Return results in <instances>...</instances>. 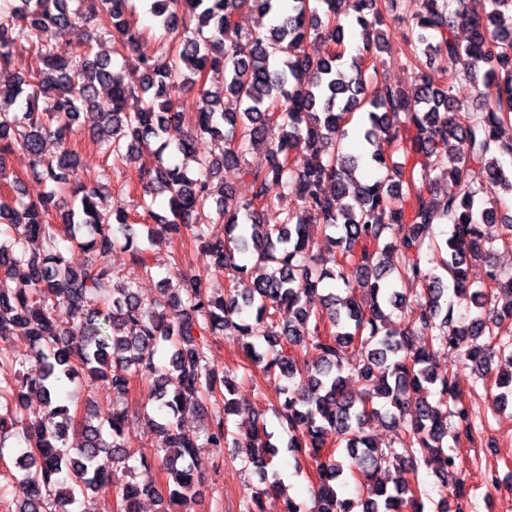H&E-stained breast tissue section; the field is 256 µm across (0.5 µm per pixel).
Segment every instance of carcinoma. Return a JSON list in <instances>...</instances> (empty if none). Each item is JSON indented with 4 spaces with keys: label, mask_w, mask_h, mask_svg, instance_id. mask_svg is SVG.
Masks as SVG:
<instances>
[{
    "label": "carcinoma",
    "mask_w": 512,
    "mask_h": 512,
    "mask_svg": "<svg viewBox=\"0 0 512 512\" xmlns=\"http://www.w3.org/2000/svg\"><path fill=\"white\" fill-rule=\"evenodd\" d=\"M382 0H356V23L364 52L343 61L346 37L341 0H153L155 27L171 41L161 61L143 51V32L133 21L130 0H0V459L15 455L9 472L18 489L15 512H82L88 492L110 489L118 512H140V498L171 506L198 496L195 462L201 447L181 429L187 410L214 406L206 439L250 449L249 463L263 487L243 499L242 512H262L268 491L284 492L274 469L280 442L268 432L263 414L252 410L253 427L231 434L228 416L244 408L234 398L229 374L218 377L208 362L207 333L250 336L246 356L278 373L275 414L294 457L315 462L317 481L311 506L288 497L285 512H424L425 490L391 482L390 470L421 461L442 477L456 462L445 448L448 419L456 437L478 433L469 405L460 399L455 376L434 366V348L462 353L497 393L493 407L512 403V343L496 330L512 322V274L488 261L493 244L512 246V214L496 200H483L487 182L512 197V0H492L475 13L466 0H421L411 18L408 53L422 61L413 91L367 77L377 71L374 52H391L378 27ZM270 14L264 32L240 23L246 12ZM96 21L83 43L66 33ZM469 32L467 44L455 35ZM112 37V52L93 44ZM330 42L326 55L306 51L310 40ZM25 42L37 67L13 74V49ZM131 60L141 71L137 87L125 83L113 57ZM460 63L463 76L486 88L482 100L464 109L456 96L458 75L436 83V61ZM223 83L210 85L211 77ZM181 79L197 93L191 125L167 97ZM104 90L112 109L101 113L93 143L111 161L139 165L143 194L167 200L164 214L144 204L154 224L136 231L122 210H101L96 198L107 174H81L71 137L84 110ZM366 115L362 134L369 159L380 171L360 181L361 157L342 151L352 114ZM60 153L44 157L47 138ZM457 151L448 154V140ZM223 144L218 154L200 149ZM158 147L150 154L151 142ZM391 152L381 151L380 142ZM267 148V164L245 163L248 150ZM27 153L31 171L46 186L24 200L20 179L9 178L7 156ZM196 163V170L171 165L168 149ZM239 168L250 196L238 198L222 183L224 166ZM278 185L322 220L319 256L311 225L269 195ZM224 223V239L208 226ZM188 236L208 258L207 272L227 273L228 288L216 294L207 276L180 273L161 280L158 294L144 302L138 280L152 275L148 244L156 228ZM41 240L43 253L26 244ZM79 248L107 254L130 253L131 270L114 283L106 265L70 267L64 251ZM341 261H336V257ZM486 262V281L475 288L468 268ZM263 273L255 276L252 270ZM248 288L238 289V283ZM341 284L348 295L333 291ZM409 286L408 292L398 289ZM66 307L73 319L60 328L53 311ZM474 312L455 318L456 308ZM288 308L281 324L278 311ZM410 312L413 328L395 332L392 315ZM20 329L35 353L26 365L1 346ZM365 358L356 368L363 390H347L348 351ZM169 354L156 363L159 351ZM314 354L303 362L299 352ZM112 386V412H95L58 401L59 390L79 377ZM147 384V403L161 414L156 458L169 475L166 490L132 481L124 447L127 410L120 400L131 380ZM39 408H32V398ZM384 415L400 449L382 448L365 434L369 419ZM82 426L81 445L66 444L69 428ZM335 439L338 452L325 451ZM357 472L356 498H343L339 483Z\"/></svg>",
    "instance_id": "1"
}]
</instances>
